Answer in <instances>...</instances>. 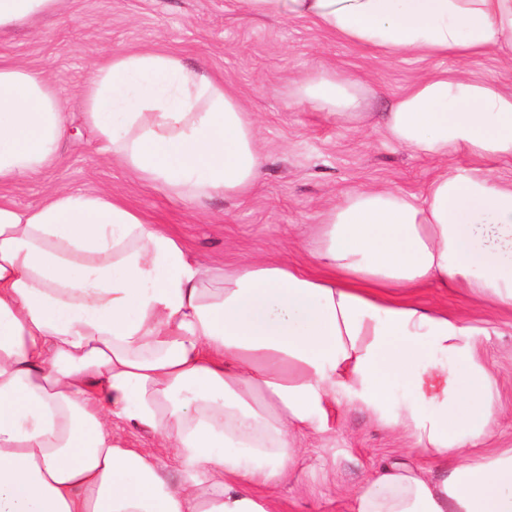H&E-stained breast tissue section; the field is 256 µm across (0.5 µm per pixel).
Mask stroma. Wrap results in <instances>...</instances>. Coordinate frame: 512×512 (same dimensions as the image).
Listing matches in <instances>:
<instances>
[{
    "label": "stroma",
    "mask_w": 512,
    "mask_h": 512,
    "mask_svg": "<svg viewBox=\"0 0 512 512\" xmlns=\"http://www.w3.org/2000/svg\"><path fill=\"white\" fill-rule=\"evenodd\" d=\"M131 47L178 52L235 91L257 121L263 155L248 192L190 203L107 160L85 116L83 88L105 50ZM0 60L45 71L69 116L55 160L30 180L1 184V199L32 208L58 187L109 188L202 262L234 264L274 253L304 267L303 234L328 203L381 185L423 195L441 164L394 144L379 125L355 129L295 99L294 81L323 68L357 74L374 92L373 111L382 112L429 70L458 66L452 57L388 58L308 21L251 18L238 0H66L59 14L1 35ZM418 297L478 327L474 342L493 368L502 412L492 445L512 448V309L433 286ZM410 446L367 412L339 409L330 432L303 438L293 477L276 492L279 510L351 512L352 492L374 472L409 460Z\"/></svg>",
    "instance_id": "1"
}]
</instances>
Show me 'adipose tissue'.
Instances as JSON below:
<instances>
[{
  "mask_svg": "<svg viewBox=\"0 0 512 512\" xmlns=\"http://www.w3.org/2000/svg\"><path fill=\"white\" fill-rule=\"evenodd\" d=\"M65 0H0V33ZM397 58L512 61V0H239ZM294 95L371 119L355 76L319 70ZM106 150L189 201L245 193L256 121L178 54L104 52L85 91ZM386 136L444 159H512V88L433 71L381 115ZM67 127L47 75L0 61V184L57 156ZM320 275L266 257L220 269L111 192L0 202V512H277L298 438L358 407L407 432L416 464L356 489L352 512H512V448L485 452L499 407L476 327L413 300L459 288L512 307V182L449 167L416 198L346 195L311 243ZM410 387L394 400L393 382ZM151 431L129 448L113 423ZM181 474L173 483L167 457Z\"/></svg>",
  "mask_w": 512,
  "mask_h": 512,
  "instance_id": "adipose-tissue-1",
  "label": "adipose tissue"
}]
</instances>
